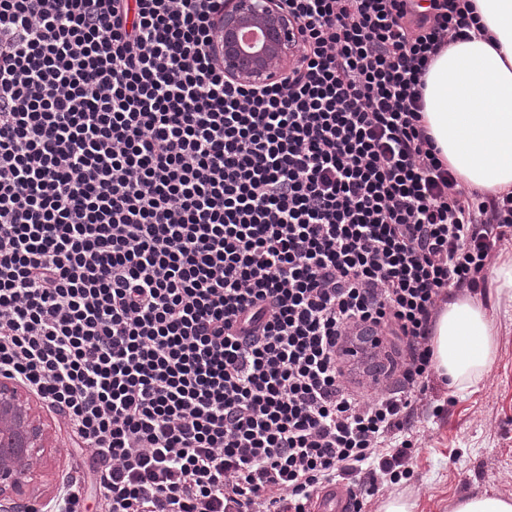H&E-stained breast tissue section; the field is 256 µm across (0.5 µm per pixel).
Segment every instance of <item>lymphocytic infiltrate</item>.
I'll use <instances>...</instances> for the list:
<instances>
[{"label":"lymphocytic infiltrate","instance_id":"1","mask_svg":"<svg viewBox=\"0 0 512 512\" xmlns=\"http://www.w3.org/2000/svg\"><path fill=\"white\" fill-rule=\"evenodd\" d=\"M297 63L228 80L224 0H0V377L68 423L95 512H310L405 478L449 289L512 240L424 76L472 0H280ZM405 360L369 398L345 347ZM355 498L342 484L324 488L314 500L312 512H355Z\"/></svg>","mask_w":512,"mask_h":512}]
</instances>
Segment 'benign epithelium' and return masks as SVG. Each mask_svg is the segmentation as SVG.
Returning a JSON list of instances; mask_svg holds the SVG:
<instances>
[{
    "mask_svg": "<svg viewBox=\"0 0 512 512\" xmlns=\"http://www.w3.org/2000/svg\"><path fill=\"white\" fill-rule=\"evenodd\" d=\"M259 28L262 38L244 42ZM223 40L219 47L224 76L244 84H267L296 59V22L275 0H224ZM49 432L22 387L0 378V503L4 512H39L37 492L23 477L41 461Z\"/></svg>",
    "mask_w": 512,
    "mask_h": 512,
    "instance_id": "7a95c632",
    "label": "benign epithelium"
}]
</instances>
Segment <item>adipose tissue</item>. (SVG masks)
<instances>
[{
    "label": "adipose tissue",
    "instance_id": "1",
    "mask_svg": "<svg viewBox=\"0 0 512 512\" xmlns=\"http://www.w3.org/2000/svg\"><path fill=\"white\" fill-rule=\"evenodd\" d=\"M485 36L446 47L424 77V121L461 185L512 191V0H472ZM493 305L449 290L431 328L433 363L451 390L477 387L498 355L497 318L512 311V248L488 284Z\"/></svg>",
    "mask_w": 512,
    "mask_h": 512
}]
</instances>
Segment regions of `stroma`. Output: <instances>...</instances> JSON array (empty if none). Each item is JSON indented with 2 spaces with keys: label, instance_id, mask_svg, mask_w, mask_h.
I'll return each instance as SVG.
<instances>
[{
  "label": "stroma",
  "instance_id": "stroma-1",
  "mask_svg": "<svg viewBox=\"0 0 512 512\" xmlns=\"http://www.w3.org/2000/svg\"><path fill=\"white\" fill-rule=\"evenodd\" d=\"M498 357L479 390L457 393L434 380L415 417L410 480L369 498L364 512H379L385 495L415 499L414 512H450L463 494L512 499V318L501 319ZM53 450L39 467L35 485L58 489L65 473L91 481L88 456L75 448L62 418L44 411Z\"/></svg>",
  "mask_w": 512,
  "mask_h": 512
}]
</instances>
